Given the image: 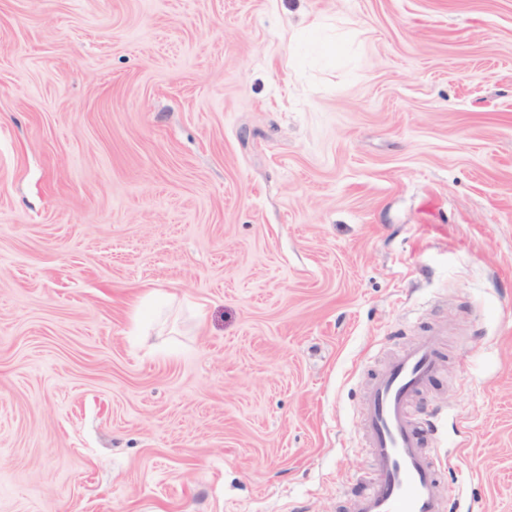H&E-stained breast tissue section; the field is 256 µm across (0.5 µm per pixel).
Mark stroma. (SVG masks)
<instances>
[{
    "label": "stroma",
    "instance_id": "35a3bbf8",
    "mask_svg": "<svg viewBox=\"0 0 512 512\" xmlns=\"http://www.w3.org/2000/svg\"><path fill=\"white\" fill-rule=\"evenodd\" d=\"M429 329L512 512V0H0V512H349Z\"/></svg>",
    "mask_w": 512,
    "mask_h": 512
}]
</instances>
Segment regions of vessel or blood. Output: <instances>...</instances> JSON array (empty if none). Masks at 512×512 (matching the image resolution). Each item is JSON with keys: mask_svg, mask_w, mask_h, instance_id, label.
<instances>
[{"mask_svg": "<svg viewBox=\"0 0 512 512\" xmlns=\"http://www.w3.org/2000/svg\"><path fill=\"white\" fill-rule=\"evenodd\" d=\"M442 335L432 330L386 364L364 395L363 439L372 474L350 512H447L439 466L426 442L434 427L415 399L444 366Z\"/></svg>", "mask_w": 512, "mask_h": 512, "instance_id": "obj_1", "label": "vessel or blood"}]
</instances>
